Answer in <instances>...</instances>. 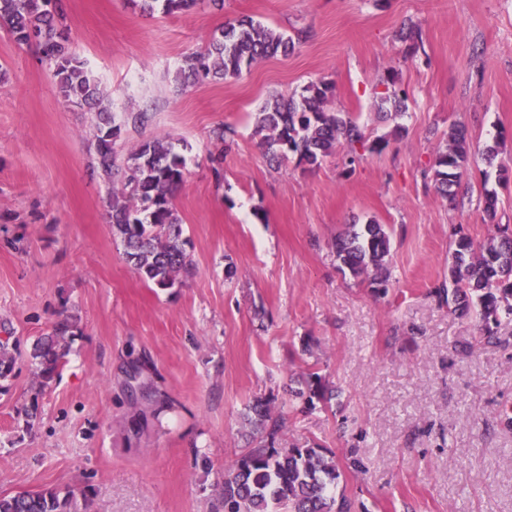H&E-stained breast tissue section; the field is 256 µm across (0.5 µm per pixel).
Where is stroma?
<instances>
[{
  "label": "stroma",
  "mask_w": 512,
  "mask_h": 512,
  "mask_svg": "<svg viewBox=\"0 0 512 512\" xmlns=\"http://www.w3.org/2000/svg\"><path fill=\"white\" fill-rule=\"evenodd\" d=\"M64 3L73 52L109 91L118 156L163 136L182 148L175 205L193 267L164 291L127 264L106 221L121 178L93 166L94 116L0 30V337L26 350L63 318L79 327L49 388L36 392L24 361L0 392V494L73 488L87 512H215L262 397L285 423L282 445L333 454L353 512H512V320L483 339L439 294L460 235L480 243L512 225V0H224L170 16ZM246 16L304 39L236 78L178 80L185 54ZM408 20L422 27L412 58L397 38ZM390 76L408 105L396 117L377 107ZM319 82L387 148L352 167L340 151L313 169L271 167L256 112ZM225 124L235 135L221 145ZM455 124L474 155L450 202L427 173ZM369 218L391 239L382 289L332 248ZM312 371L336 399L292 397ZM133 373L148 399L130 398Z\"/></svg>",
  "instance_id": "35a3bbf8"
}]
</instances>
